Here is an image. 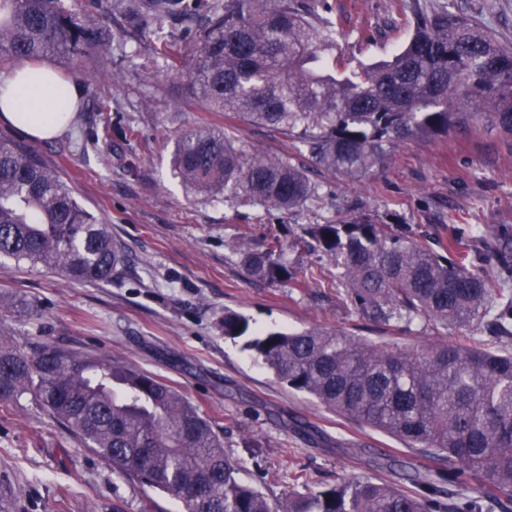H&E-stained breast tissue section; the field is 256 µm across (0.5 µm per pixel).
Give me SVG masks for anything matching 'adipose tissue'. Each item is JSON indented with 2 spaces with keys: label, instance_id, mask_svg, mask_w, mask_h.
<instances>
[{
  "label": "adipose tissue",
  "instance_id": "obj_1",
  "mask_svg": "<svg viewBox=\"0 0 512 512\" xmlns=\"http://www.w3.org/2000/svg\"><path fill=\"white\" fill-rule=\"evenodd\" d=\"M79 86L44 64H25L0 72V122L35 140H51L66 127L63 105H76Z\"/></svg>",
  "mask_w": 512,
  "mask_h": 512
}]
</instances>
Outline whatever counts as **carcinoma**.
<instances>
[{"instance_id": "cac0c4a2", "label": "carcinoma", "mask_w": 512, "mask_h": 512, "mask_svg": "<svg viewBox=\"0 0 512 512\" xmlns=\"http://www.w3.org/2000/svg\"><path fill=\"white\" fill-rule=\"evenodd\" d=\"M322 0H118L116 14L66 0H0V67L108 61L110 24L155 23L149 47L179 74L164 23H185L196 46L188 93L274 131L331 175L360 181L397 141L486 125L512 136V47L461 14L414 11V33L393 57L348 67L334 57L342 32ZM173 171L188 189L266 210L321 200L322 185L293 156L247 151L227 129L201 126L176 143ZM305 233L336 266V292L363 319L389 327L428 321L474 327L448 344L393 350L326 327L272 332L245 342L275 378L338 416L389 434L425 457L448 460V487L416 473L408 491L351 478L271 500L238 479L211 423L181 392L117 359L46 342L30 354L0 334V402L29 394L83 444L145 492L177 497L184 512H512V230L488 228L484 248L503 281L468 261L460 240L434 250L358 213ZM279 237L237 249L248 275L292 277ZM107 282L123 262L108 225L84 209L30 150L0 140V260ZM224 336L249 324L226 310Z\"/></svg>"}]
</instances>
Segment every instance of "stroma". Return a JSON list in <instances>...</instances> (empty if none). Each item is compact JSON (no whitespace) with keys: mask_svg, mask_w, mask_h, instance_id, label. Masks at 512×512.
<instances>
[{"mask_svg":"<svg viewBox=\"0 0 512 512\" xmlns=\"http://www.w3.org/2000/svg\"><path fill=\"white\" fill-rule=\"evenodd\" d=\"M328 16L344 32L335 55L348 65L389 59L411 32L416 6L467 14L512 45V0H327ZM166 30L183 74L166 72L140 33L112 28V61L104 86L81 89L83 108L57 138L35 141L0 123V139L31 148L100 222L110 225L125 262L111 281L72 284L48 270L0 266V332L33 348L54 342L118 358L182 392L241 463L240 479L270 498L317 491L353 477H381L410 487L422 457L399 440L360 427L309 396L278 382L242 341L219 327L225 310L250 320L254 334L327 326L394 348L448 343L454 331L421 321L404 331L367 323L336 299V268L320 253H288L294 282L250 279L235 246L291 238L308 224H326L364 208L380 221L415 234L447 239L463 228L462 249L485 264L482 232L512 225V139L497 131L461 129L449 136L396 143L383 167L347 184L313 172L322 186L315 206L291 214L197 195L173 172L182 134L227 123L247 150L294 154L292 141L268 129L202 111L185 92L195 49L178 23ZM108 88L112 109L99 111ZM120 123L134 137L113 138L79 151L81 130ZM0 486L9 512H141L143 491L60 425L33 397L0 403Z\"/></svg>","mask_w":512,"mask_h":512,"instance_id":"stroma-1","label":"stroma"}]
</instances>
